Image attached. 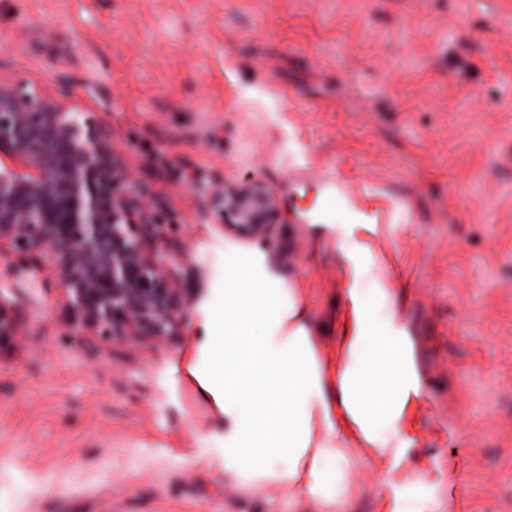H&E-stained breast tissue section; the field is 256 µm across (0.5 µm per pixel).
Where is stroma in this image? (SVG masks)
I'll return each mask as SVG.
<instances>
[{
  "mask_svg": "<svg viewBox=\"0 0 512 512\" xmlns=\"http://www.w3.org/2000/svg\"><path fill=\"white\" fill-rule=\"evenodd\" d=\"M0 57L68 79L194 255L202 301L230 234L193 183L249 176L280 201L262 243L316 318L354 280L337 228L388 268L420 395L411 454L350 512H512V0H0ZM59 291L0 274L30 330L0 355V512H305L224 475L212 409L169 345L72 335Z\"/></svg>",
  "mask_w": 512,
  "mask_h": 512,
  "instance_id": "35a3bbf8",
  "label": "stroma"
}]
</instances>
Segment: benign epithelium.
<instances>
[{"mask_svg": "<svg viewBox=\"0 0 512 512\" xmlns=\"http://www.w3.org/2000/svg\"><path fill=\"white\" fill-rule=\"evenodd\" d=\"M2 68L0 259L46 274L66 323L89 343L173 342L190 319L177 273L192 256L150 185L66 81L47 89ZM197 206L242 239L263 237L280 220L276 193L257 177L203 188ZM24 338L21 317L0 301V354Z\"/></svg>", "mask_w": 512, "mask_h": 512, "instance_id": "7a95c632", "label": "benign epithelium"}]
</instances>
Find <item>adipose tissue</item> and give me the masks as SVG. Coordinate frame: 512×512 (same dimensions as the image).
<instances>
[{"mask_svg": "<svg viewBox=\"0 0 512 512\" xmlns=\"http://www.w3.org/2000/svg\"><path fill=\"white\" fill-rule=\"evenodd\" d=\"M347 326L334 348L299 288L269 252L224 247V270L198 309L179 368L224 427V474L285 489L312 512H349L363 457L391 486L408 452L401 423L420 393L413 342L390 291H344Z\"/></svg>", "mask_w": 512, "mask_h": 512, "instance_id": "ef3b65f1", "label": "adipose tissue"}]
</instances>
